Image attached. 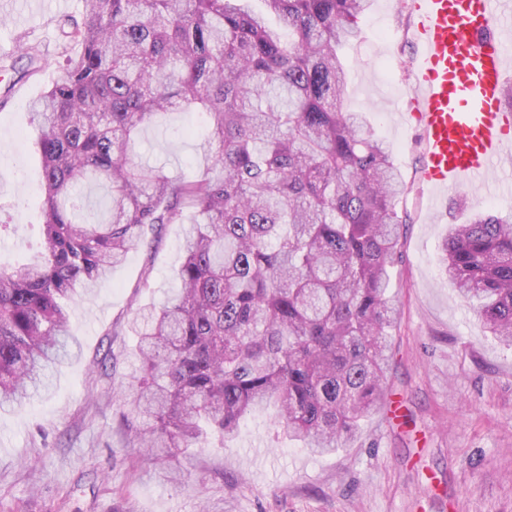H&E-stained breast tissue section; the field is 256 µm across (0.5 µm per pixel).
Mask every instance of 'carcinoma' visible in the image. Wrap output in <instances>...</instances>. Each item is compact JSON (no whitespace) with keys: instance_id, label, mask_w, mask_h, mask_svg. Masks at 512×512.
Returning a JSON list of instances; mask_svg holds the SVG:
<instances>
[{"instance_id":"carcinoma-1","label":"carcinoma","mask_w":512,"mask_h":512,"mask_svg":"<svg viewBox=\"0 0 512 512\" xmlns=\"http://www.w3.org/2000/svg\"><path fill=\"white\" fill-rule=\"evenodd\" d=\"M83 0L62 19L65 74L33 101L42 158L41 260L0 266V410L50 386L79 349L65 301L105 278L147 230L188 224L179 288L139 308L122 386L143 448L219 447L270 406L326 454L387 407L388 268L401 257L392 148L344 108L341 50L370 0ZM203 114L211 166L170 176L133 153L173 111ZM95 180L111 205L79 217ZM441 273L512 345V219L448 228Z\"/></svg>"}]
</instances>
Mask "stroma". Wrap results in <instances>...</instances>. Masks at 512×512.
Wrapping results in <instances>:
<instances>
[{
    "label": "stroma",
    "mask_w": 512,
    "mask_h": 512,
    "mask_svg": "<svg viewBox=\"0 0 512 512\" xmlns=\"http://www.w3.org/2000/svg\"><path fill=\"white\" fill-rule=\"evenodd\" d=\"M26 2L23 22L0 21V212L15 226L0 243L5 265L38 252L40 159L27 112L63 74L60 19L82 8ZM403 2L371 0L343 49L347 102L393 148L406 185L395 202L403 256L391 268L396 414H372L326 455L278 434L271 409L222 449L160 458L132 447L133 413L117 392L137 365L129 319L177 286L184 227L166 224L72 304L68 331L80 352L53 371L49 391L0 411V512H512V348L486 335L439 270L449 225L490 205L477 188H451L439 210L429 208L422 138L404 117L415 72L414 17ZM133 150L173 176L209 161L196 112L165 114ZM490 207L511 213L512 196Z\"/></svg>",
    "instance_id": "stroma-1"
}]
</instances>
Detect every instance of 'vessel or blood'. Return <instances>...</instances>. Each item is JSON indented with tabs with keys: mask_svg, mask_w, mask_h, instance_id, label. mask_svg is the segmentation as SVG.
<instances>
[{
	"mask_svg": "<svg viewBox=\"0 0 512 512\" xmlns=\"http://www.w3.org/2000/svg\"><path fill=\"white\" fill-rule=\"evenodd\" d=\"M418 44L414 107L422 175L432 190L486 187L490 170L512 174V113L502 104L512 61V0H411Z\"/></svg>",
	"mask_w": 512,
	"mask_h": 512,
	"instance_id": "b4317fda",
	"label": "vessel or blood"
}]
</instances>
